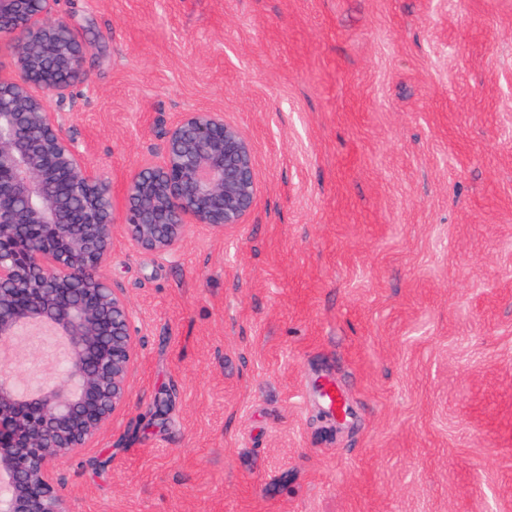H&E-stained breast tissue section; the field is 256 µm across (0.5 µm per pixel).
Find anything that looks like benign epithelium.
<instances>
[{
	"mask_svg": "<svg viewBox=\"0 0 512 512\" xmlns=\"http://www.w3.org/2000/svg\"><path fill=\"white\" fill-rule=\"evenodd\" d=\"M57 0H0V512H71L60 461L97 443L128 407L137 358L128 301L112 287V185L66 135L60 113L86 45ZM258 193L252 147L224 113L184 112L126 183L124 227L167 254L192 227L245 223ZM46 330L63 346L51 380H24L17 342Z\"/></svg>",
	"mask_w": 512,
	"mask_h": 512,
	"instance_id": "obj_1",
	"label": "benign epithelium"
}]
</instances>
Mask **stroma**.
<instances>
[{"mask_svg": "<svg viewBox=\"0 0 512 512\" xmlns=\"http://www.w3.org/2000/svg\"><path fill=\"white\" fill-rule=\"evenodd\" d=\"M57 9L115 216L182 112L237 124L258 177L245 224L173 253L116 226L137 364L57 467L72 512H512V0Z\"/></svg>", "mask_w": 512, "mask_h": 512, "instance_id": "1", "label": "stroma"}]
</instances>
